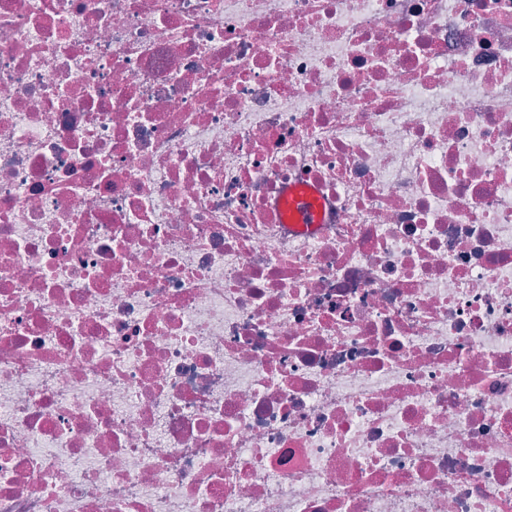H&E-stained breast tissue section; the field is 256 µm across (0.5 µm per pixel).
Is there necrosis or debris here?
Wrapping results in <instances>:
<instances>
[{
	"mask_svg": "<svg viewBox=\"0 0 512 512\" xmlns=\"http://www.w3.org/2000/svg\"><path fill=\"white\" fill-rule=\"evenodd\" d=\"M0 512H512V0H0Z\"/></svg>",
	"mask_w": 512,
	"mask_h": 512,
	"instance_id": "necrosis-or-debris-1",
	"label": "necrosis or debris"
}]
</instances>
